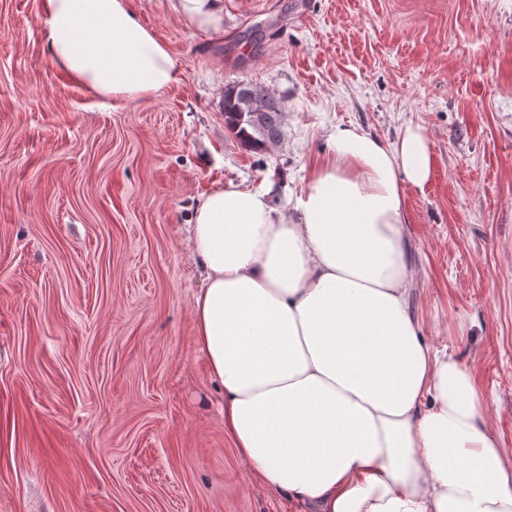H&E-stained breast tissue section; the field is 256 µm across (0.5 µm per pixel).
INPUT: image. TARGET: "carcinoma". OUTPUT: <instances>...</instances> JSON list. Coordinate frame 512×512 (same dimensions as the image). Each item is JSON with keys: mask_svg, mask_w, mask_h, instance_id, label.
Listing matches in <instances>:
<instances>
[{"mask_svg": "<svg viewBox=\"0 0 512 512\" xmlns=\"http://www.w3.org/2000/svg\"><path fill=\"white\" fill-rule=\"evenodd\" d=\"M283 107L274 95L250 83L224 90V122L231 133L252 150H265L284 136Z\"/></svg>", "mask_w": 512, "mask_h": 512, "instance_id": "cac0c4a2", "label": "carcinoma"}]
</instances>
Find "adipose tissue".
Wrapping results in <instances>:
<instances>
[{
    "label": "adipose tissue",
    "instance_id": "obj_1",
    "mask_svg": "<svg viewBox=\"0 0 512 512\" xmlns=\"http://www.w3.org/2000/svg\"><path fill=\"white\" fill-rule=\"evenodd\" d=\"M220 30L224 0H167ZM52 59L114 101L179 80L130 0H44ZM287 206L274 182L203 195L189 226L206 286L195 339L224 393V431L258 489L300 512H512V456L472 372L409 309L404 184L433 172L427 137L387 145L336 127Z\"/></svg>",
    "mask_w": 512,
    "mask_h": 512
}]
</instances>
